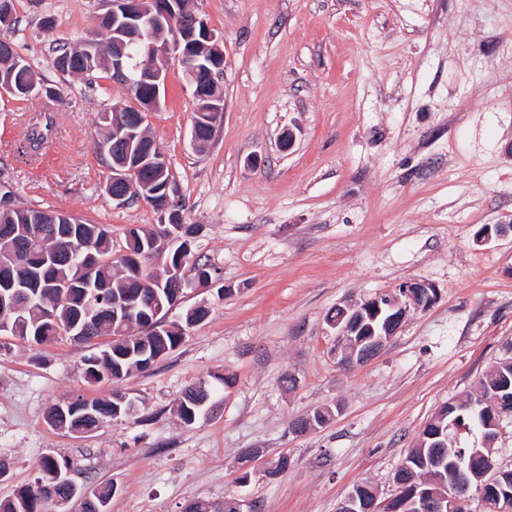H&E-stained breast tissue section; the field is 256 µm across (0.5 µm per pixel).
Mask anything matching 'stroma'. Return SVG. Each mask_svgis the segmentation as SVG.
Masks as SVG:
<instances>
[{
	"instance_id": "obj_1",
	"label": "stroma",
	"mask_w": 512,
	"mask_h": 512,
	"mask_svg": "<svg viewBox=\"0 0 512 512\" xmlns=\"http://www.w3.org/2000/svg\"><path fill=\"white\" fill-rule=\"evenodd\" d=\"M220 39L224 112L206 148L191 139L195 101L179 60L161 54L166 97L146 128L166 154L199 225L195 257L212 288L187 289L176 314L207 318L149 369L89 383L90 345L62 336L31 346L0 336V500L68 459L77 485L114 484L109 512H183L239 499L243 512H336L354 485L380 498L426 422L446 402L478 396L512 357V0H194ZM107 0H15L0 26L56 92L0 96V179L15 206L61 210L125 232L161 223L145 204L120 207L95 151L101 116L133 105L104 79L62 75L56 48L105 42ZM54 127L24 152L40 116ZM292 130L294 146L278 144ZM435 286L428 310H408L370 362L336 359L330 317L347 299ZM228 377L217 409L195 424L175 414L184 390ZM137 418L89 435L50 426L48 409L112 391ZM334 418L305 436L289 423L318 407ZM261 449L247 484L240 453ZM287 454L285 472L266 477Z\"/></svg>"
}]
</instances>
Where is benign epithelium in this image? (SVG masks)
<instances>
[{"instance_id":"7a95c632","label":"benign epithelium","mask_w":512,"mask_h":512,"mask_svg":"<svg viewBox=\"0 0 512 512\" xmlns=\"http://www.w3.org/2000/svg\"><path fill=\"white\" fill-rule=\"evenodd\" d=\"M176 0H112V7L107 15L112 17V24L118 25L116 34L119 52L112 56V75L120 77L125 70V48L127 44L143 39L142 33H147L151 43L147 44L142 54V61L136 67L134 79L130 85L137 91L139 100L132 106L135 115L121 121L112 119V134L118 150L112 156V179L106 188L112 189V203L117 206L129 205V195L134 192L139 202L149 205L150 184L142 181L139 175L144 170L166 173L170 169L165 154L156 144L142 146L137 154L130 152L131 143L136 131L144 125L147 113L157 111L161 106L162 90L165 89L166 74L157 65L153 50L161 43L167 52L175 54L181 61L185 60L184 43L200 38L210 43L214 54L222 55L220 39L196 14H187L176 8ZM201 68H191V86L194 100H204L209 106L211 120L217 125L222 112L224 100L210 94V87L199 79ZM436 301L435 288L425 282H409L402 285L399 295H378L363 302L348 303L341 307L342 313L331 322L339 336L347 345V353L340 362L349 365L364 363L373 358L385 343L397 332L406 315L407 306L427 309ZM112 309L125 316L133 318L138 309L137 301L129 298L115 299ZM370 312L374 317L385 315L386 320L381 332L364 335L358 332L365 321L364 312ZM512 387L502 385L481 392V395L471 401L468 407L479 408L481 415L484 449H477L471 454V459L463 466L446 475L442 479L444 491L439 494L424 493L406 503L413 512H445L453 505L464 507L473 489L471 476L479 468L473 461H488L486 451L498 436L501 423L512 415ZM392 499L383 501L377 495L370 498L358 499L351 491L338 505L336 512H392Z\"/></svg>"}]
</instances>
